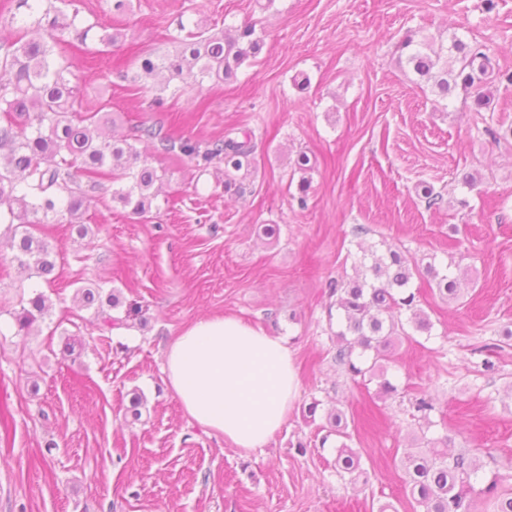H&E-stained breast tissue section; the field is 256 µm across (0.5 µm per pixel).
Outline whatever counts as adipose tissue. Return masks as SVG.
Segmentation results:
<instances>
[{
	"instance_id": "obj_1",
	"label": "adipose tissue",
	"mask_w": 512,
	"mask_h": 512,
	"mask_svg": "<svg viewBox=\"0 0 512 512\" xmlns=\"http://www.w3.org/2000/svg\"><path fill=\"white\" fill-rule=\"evenodd\" d=\"M164 356L167 384L188 417L246 453L283 427L299 391L284 341L233 316L194 320Z\"/></svg>"
}]
</instances>
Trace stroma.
<instances>
[{
	"mask_svg": "<svg viewBox=\"0 0 512 512\" xmlns=\"http://www.w3.org/2000/svg\"><path fill=\"white\" fill-rule=\"evenodd\" d=\"M133 4L116 15L112 0H75L81 22L119 34L112 47L92 35L71 51L78 109L109 116L124 136L142 123L207 140L229 126L248 131L257 167L228 188L223 170L152 156L166 176L147 217L102 192L85 214L87 238L46 225L57 254L50 283L25 278L0 250V512H378L386 502L412 512L400 459L422 436L476 451L483 481L512 475V138L502 137L512 85L491 80L492 109L476 114L463 91L440 99L395 53L409 34H456L496 48L512 70V0ZM201 20L216 31L253 22L263 49L234 79L192 92L163 77L137 89L115 78L117 59L173 52ZM158 95L164 109L150 111ZM467 175L475 187L463 185ZM426 185L442 201L428 205ZM384 242L450 266L461 288L450 301L413 279L433 327L396 344L388 376L399 393L387 399L337 367L328 290ZM95 286L119 293L113 316L135 302L140 317L100 331L74 300ZM36 292L49 312L18 332L13 314ZM208 314L282 337L295 359L288 420L247 455L193 423L165 382L168 342ZM423 391L435 401L426 420L411 407ZM136 392L137 419L126 412ZM314 399L322 413L310 423L302 408ZM333 409L347 418L366 482L341 480L333 446L320 444Z\"/></svg>",
	"mask_w": 512,
	"mask_h": 512,
	"instance_id": "obj_1",
	"label": "stroma"
}]
</instances>
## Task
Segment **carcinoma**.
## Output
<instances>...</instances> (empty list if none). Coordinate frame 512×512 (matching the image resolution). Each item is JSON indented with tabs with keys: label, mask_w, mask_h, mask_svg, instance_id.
Wrapping results in <instances>:
<instances>
[{
	"label": "carcinoma",
	"mask_w": 512,
	"mask_h": 512,
	"mask_svg": "<svg viewBox=\"0 0 512 512\" xmlns=\"http://www.w3.org/2000/svg\"><path fill=\"white\" fill-rule=\"evenodd\" d=\"M28 10V19L11 40L0 39V224L7 225L12 261L31 278L51 275L56 268L49 243L39 234L43 224L66 222L79 237L88 235L85 210L94 194L112 186V201L140 217L151 211L153 188L163 178L135 143L143 142L159 154H179L201 169L224 164V185H232V173L256 166L255 145L250 133L231 128L224 136L200 142L162 132L153 125L136 127L134 142L107 133L109 119L95 113L77 112L78 89L72 85L68 47L84 43L94 29L98 42L110 45L118 38L98 23L78 25V13L67 15L66 0H16ZM263 40L256 25L244 24L213 33L201 26L187 34L174 54L159 56L140 51L128 64L115 68L116 78L131 86L168 72V80L194 89L204 80L224 82L257 57ZM398 62L410 68L442 99L461 89L470 94V111L486 112L491 106L484 90L493 72L492 49L470 44L458 36L433 45L405 38L397 47ZM370 276L348 284L331 283L330 296L339 313L334 361L357 382L378 378L382 398L398 392L384 375L395 341L412 338L407 327L428 333L432 324L418 307L419 297L410 290L414 277H426L439 294L458 296V278L432 262L408 257L392 247L371 253ZM76 299L86 308L102 305L101 293L79 288ZM49 309L47 298L37 293L22 307L19 327H31ZM409 313L408 323L400 319ZM325 446L336 436V474L356 484L363 476L358 453L348 441L351 434L341 412L328 414ZM405 491L413 508L421 512H512V488L506 478L481 482L482 465L474 453L453 452L448 436L423 438L401 459Z\"/></svg>",
	"instance_id": "obj_1"
}]
</instances>
